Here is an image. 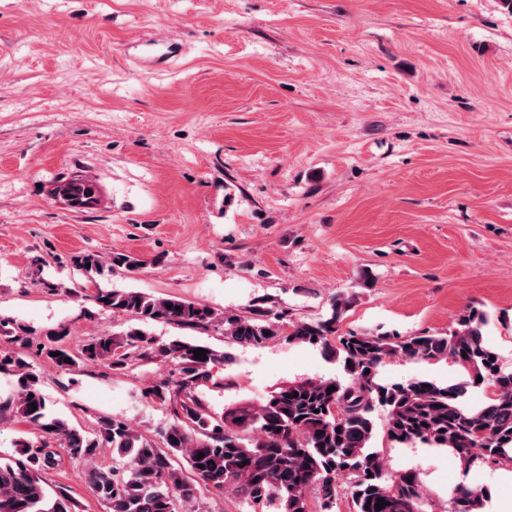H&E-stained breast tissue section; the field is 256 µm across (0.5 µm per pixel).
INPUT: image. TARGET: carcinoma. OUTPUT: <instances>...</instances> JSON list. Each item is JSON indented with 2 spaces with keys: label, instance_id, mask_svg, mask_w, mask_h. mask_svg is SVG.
Here are the masks:
<instances>
[{
  "label": "carcinoma",
  "instance_id": "obj_1",
  "mask_svg": "<svg viewBox=\"0 0 512 512\" xmlns=\"http://www.w3.org/2000/svg\"><path fill=\"white\" fill-rule=\"evenodd\" d=\"M70 188L76 209L94 207L91 181L74 178ZM71 264L95 285L116 270L136 271L141 260L126 253L105 258L87 251L72 256ZM90 300L101 312L129 318L130 325L120 333L93 336L74 352L62 346L68 336L62 325L35 327L0 317V338L13 345L0 350V375L15 383L12 394L0 397V418L9 415L40 437L35 442L20 436L14 454L0 455V512H83L68 485L48 487L43 480V471L54 465L57 455L52 441L72 460H90L97 449L112 448V464L88 473L89 488L105 512H211L203 509L200 492L219 495L228 488L271 512H312L308 494L315 493L326 509L335 502L343 478L355 512H422L417 475L390 471L370 449L379 408L386 413L389 438L398 444L446 448L465 470L478 461H512V370L502 366L487 343L489 315L476 307L463 310L446 335L401 337L339 333L352 305L349 295L333 297L326 315L318 319L291 322L264 306L241 315L131 289L98 288ZM156 323L220 331L236 343L258 347L277 337L308 344L340 359L349 379H307L280 388L260 407L235 406L216 413L204 392L224 386V379L217 377L224 353L194 340L161 342L147 330ZM35 345L66 371L103 362L121 374L134 360L172 365L169 376L143 391L170 417L159 439L121 417L103 416L88 433L55 416L29 363ZM196 349L206 350V359L194 357ZM396 356L448 358L462 369L463 378L446 386L424 379L380 381L379 367ZM482 383L495 389L492 398L476 407L467 405L469 389ZM330 386L335 390L329 393ZM33 404L37 409H31ZM380 498L384 502L378 510ZM485 498L481 489L457 486L448 512H482Z\"/></svg>",
  "mask_w": 512,
  "mask_h": 512
}]
</instances>
